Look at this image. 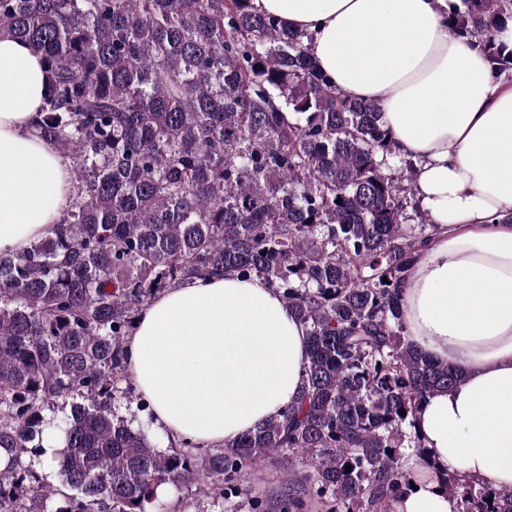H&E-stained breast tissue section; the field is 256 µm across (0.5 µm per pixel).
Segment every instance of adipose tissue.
<instances>
[{
    "mask_svg": "<svg viewBox=\"0 0 512 512\" xmlns=\"http://www.w3.org/2000/svg\"><path fill=\"white\" fill-rule=\"evenodd\" d=\"M311 37L325 74L378 103L394 158L417 165L414 191L440 227L402 295L410 340L463 380L415 417V490L395 512H458L442 490L462 474L512 489V80L451 37L465 0H253ZM45 92L41 56L0 39V252L49 236L71 204V171L32 127ZM128 377L165 441L233 443L298 395L306 329L263 280L199 278L140 313Z\"/></svg>",
    "mask_w": 512,
    "mask_h": 512,
    "instance_id": "ef3b65f1",
    "label": "adipose tissue"
}]
</instances>
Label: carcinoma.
Masks as SVG:
<instances>
[{
    "label": "carcinoma",
    "mask_w": 512,
    "mask_h": 512,
    "mask_svg": "<svg viewBox=\"0 0 512 512\" xmlns=\"http://www.w3.org/2000/svg\"><path fill=\"white\" fill-rule=\"evenodd\" d=\"M467 3L449 35L512 73L498 39L512 0ZM0 38L42 57L33 128L73 188L53 235L0 253V512H165V484L239 497L286 456L307 473L249 512L393 509L414 482L415 413L460 376L406 336L402 288L439 227L406 224L416 167L388 171L380 106L253 0H0ZM227 272L263 280L305 326L301 389L231 445L162 450L115 411L133 390L126 340L156 296ZM60 401L70 413L45 420ZM51 442L58 486L36 468ZM448 494L459 512H512V490L466 477Z\"/></svg>",
    "instance_id": "1"
}]
</instances>
